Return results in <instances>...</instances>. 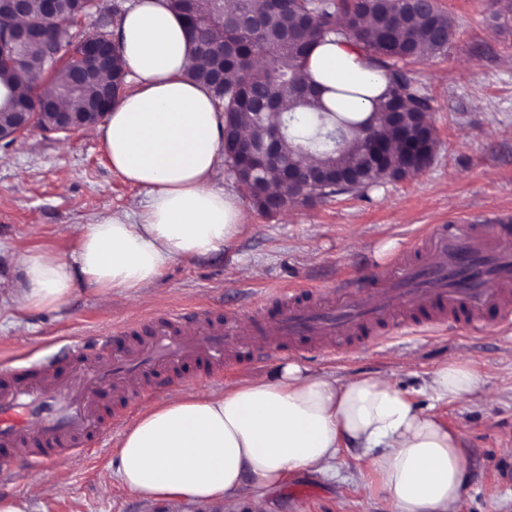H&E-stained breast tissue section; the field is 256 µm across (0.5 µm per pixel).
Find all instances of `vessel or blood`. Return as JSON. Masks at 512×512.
Here are the masks:
<instances>
[{
    "label": "vessel or blood",
    "instance_id": "b4317fda",
    "mask_svg": "<svg viewBox=\"0 0 512 512\" xmlns=\"http://www.w3.org/2000/svg\"><path fill=\"white\" fill-rule=\"evenodd\" d=\"M419 259L399 261L377 294L349 286L323 301L309 291L275 289L256 303L249 325L237 311H174L148 323L125 322L111 335L75 343L77 381L59 363L32 368L23 381H0V460L18 472L81 455L97 435L94 395L108 384L117 402L136 409L149 375L174 365L215 370L257 360L258 349L342 360L363 345L403 333L456 324L470 330H512V252L481 224H438ZM145 333L127 350L111 336Z\"/></svg>",
    "mask_w": 512,
    "mask_h": 512
}]
</instances>
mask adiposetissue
Segmentation results:
<instances>
[{
  "label": "adipose tissue",
  "instance_id": "1",
  "mask_svg": "<svg viewBox=\"0 0 512 512\" xmlns=\"http://www.w3.org/2000/svg\"><path fill=\"white\" fill-rule=\"evenodd\" d=\"M119 36L136 87L92 134L112 169L145 196L133 213L106 209L92 223L73 225L72 260L52 251L17 256L22 309L58 306L80 284L104 301L116 288L150 299L171 260L213 256L241 232L238 198L210 183L224 163V116L206 87L184 77L204 60L193 54L183 23L165 0H137ZM308 70L326 88L366 87L367 98L339 101L344 112L371 111V97L387 88L346 41L319 45ZM481 383L468 361L455 359L434 370L427 387L445 403ZM346 443L364 449L387 512H467L456 431L421 411L388 376L314 375L295 363L230 390L163 397L122 432L115 470L101 483L120 479L150 502L226 498L248 480L253 512H263L266 489L292 471H329Z\"/></svg>",
  "mask_w": 512,
  "mask_h": 512
}]
</instances>
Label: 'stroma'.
I'll list each match as a JSON object with an SVG mask.
<instances>
[{"instance_id":"35a3bbf8","label":"stroma","mask_w":512,"mask_h":512,"mask_svg":"<svg viewBox=\"0 0 512 512\" xmlns=\"http://www.w3.org/2000/svg\"><path fill=\"white\" fill-rule=\"evenodd\" d=\"M453 20L447 52L427 56L410 75L433 99L430 121L438 147L418 174L362 196L342 195L268 215L242 201L244 226L219 255L173 259L153 284V302L122 289L102 302L78 287L53 310L22 312L14 287L21 280L18 254L52 250L73 259L75 224L105 209H136L143 190L110 167L99 141L79 130L67 135L34 125L0 147V362L53 355L64 344L109 331L113 325L175 309L244 310L272 289L310 290L328 298L344 282L365 288L398 256L417 259L430 242L429 226L474 216L512 214V29L494 28L489 0H437ZM260 266L243 278L242 261ZM464 358L482 374L472 395L445 404L424 389L441 364ZM280 357L219 372L191 384L194 392L233 387L272 372ZM313 373L338 377L389 376L426 413L456 429L465 456L463 489L468 512H512V484L498 482L499 466L512 458V340L494 329L480 333L450 327L367 347L343 361L309 358ZM102 442L90 453L61 460L19 481L0 478V495L26 499L29 512H252L249 492L231 501L161 498L144 505L120 480L102 492L100 479L114 459L121 433L105 420ZM334 475L292 472L266 493L267 512H384L382 493L362 449L343 447ZM66 481L65 491L46 486Z\"/></svg>"}]
</instances>
